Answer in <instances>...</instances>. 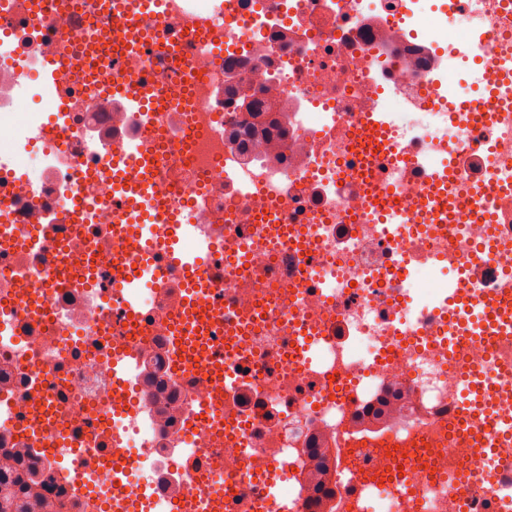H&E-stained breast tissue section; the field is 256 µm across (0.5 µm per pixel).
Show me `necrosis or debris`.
<instances>
[{
    "instance_id": "necrosis-or-debris-1",
    "label": "necrosis or debris",
    "mask_w": 512,
    "mask_h": 512,
    "mask_svg": "<svg viewBox=\"0 0 512 512\" xmlns=\"http://www.w3.org/2000/svg\"><path fill=\"white\" fill-rule=\"evenodd\" d=\"M134 12L0 0V455L32 449L59 512H209L215 490L224 512H461V473L484 512L512 464V436L482 439L512 416V340L447 315L461 282L512 308V76L502 99L484 79L512 58V0H160L140 29ZM466 68L475 90L433 92L431 72ZM231 74L267 89L278 138L225 95ZM116 82L150 88L153 124ZM245 125L249 161L228 138ZM132 135L160 179L128 202L112 180ZM431 181L443 224L414 207ZM172 254L222 271L201 291L216 326L179 360ZM136 263L155 277L125 288ZM205 348L235 387L195 367ZM470 370L497 383L454 425Z\"/></svg>"
}]
</instances>
